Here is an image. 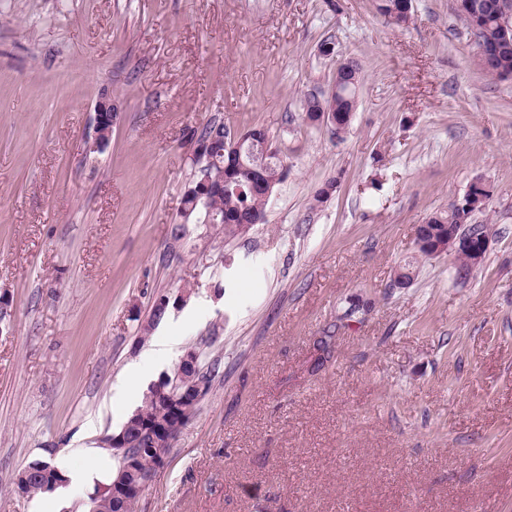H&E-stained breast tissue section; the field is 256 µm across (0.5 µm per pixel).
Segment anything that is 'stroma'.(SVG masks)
<instances>
[{"instance_id": "obj_1", "label": "stroma", "mask_w": 512, "mask_h": 512, "mask_svg": "<svg viewBox=\"0 0 512 512\" xmlns=\"http://www.w3.org/2000/svg\"><path fill=\"white\" fill-rule=\"evenodd\" d=\"M476 51L454 0H413L403 28L376 0H0V512H89L88 488L13 480L118 432L116 388L162 338L155 375L191 346L220 370L135 512H512V78ZM349 59L336 135L303 100ZM213 123L268 128L288 166L235 239L181 213ZM477 180L482 263L395 285ZM120 112L116 104L110 100L99 102L95 108V147L98 150L103 149L112 135V128H114L120 121ZM107 120V124L103 126V122ZM63 472L50 461L35 460L20 471L14 480V486L19 494L34 496L54 493L52 480L68 482Z\"/></svg>"}]
</instances>
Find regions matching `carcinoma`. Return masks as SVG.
<instances>
[{
	"label": "carcinoma",
	"mask_w": 512,
	"mask_h": 512,
	"mask_svg": "<svg viewBox=\"0 0 512 512\" xmlns=\"http://www.w3.org/2000/svg\"><path fill=\"white\" fill-rule=\"evenodd\" d=\"M505 1L512 4V0H471L474 12H458L456 16L476 39L487 42L497 37L498 14L501 3ZM377 10L399 27L408 24L411 19V16L400 10L398 0H380ZM480 69L493 79H505L507 75H512V48L503 49L499 56L481 64ZM339 71L343 75L333 97L314 93L305 97L303 111L307 121L317 122L323 112H349L356 105L361 68L358 62L349 60L339 67ZM197 137L210 143L211 155L216 163L223 166L230 164L233 167V180L224 186V190L210 196L208 208L211 211L212 223L224 225V237L228 239L242 236L249 232L246 223L250 221L252 214H264L269 200L266 196L268 186L272 182L280 183L286 175V168L283 167L278 152L274 150L266 157V167L256 169L252 161V145L247 141L238 144V140L232 138L222 124L203 128ZM199 193L201 188L195 183L192 184L183 198V212L191 216L201 212ZM474 214L473 209L451 206L445 211L434 213L428 223L436 225L438 230L444 224L469 225ZM152 464V456L147 453L140 457L136 471L130 472L119 459L107 486H112L118 480L132 482L141 479L150 473ZM54 480H65L63 472L49 461L35 460L16 475L14 486L22 495L51 494ZM90 501L98 512H119V506L112 501V495L107 491L95 490Z\"/></svg>",
	"instance_id": "carcinoma-1"
}]
</instances>
